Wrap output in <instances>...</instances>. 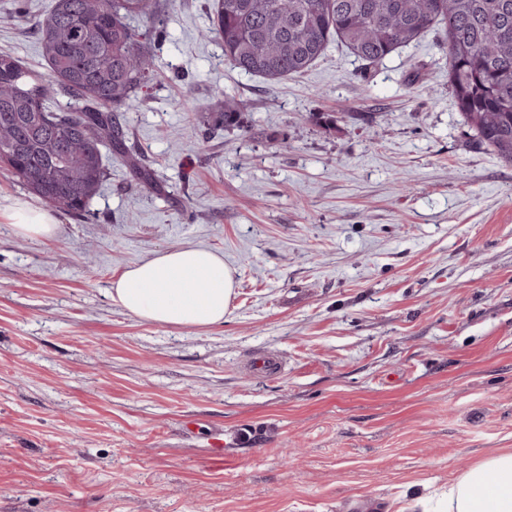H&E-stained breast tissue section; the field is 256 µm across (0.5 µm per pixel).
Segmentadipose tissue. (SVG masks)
<instances>
[{
	"mask_svg": "<svg viewBox=\"0 0 512 512\" xmlns=\"http://www.w3.org/2000/svg\"><path fill=\"white\" fill-rule=\"evenodd\" d=\"M29 237L55 232L51 216L18 202L6 211ZM234 288L233 275L216 254L203 249L164 252L126 270L114 298L130 314L155 323L207 327L222 323ZM398 512H512V450L491 455L464 472L446 497L429 501L412 494Z\"/></svg>",
	"mask_w": 512,
	"mask_h": 512,
	"instance_id": "adipose-tissue-1",
	"label": "adipose tissue"
}]
</instances>
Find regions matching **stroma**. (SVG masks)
I'll use <instances>...</instances> for the list:
<instances>
[{"label":"stroma","mask_w":512,"mask_h":512,"mask_svg":"<svg viewBox=\"0 0 512 512\" xmlns=\"http://www.w3.org/2000/svg\"><path fill=\"white\" fill-rule=\"evenodd\" d=\"M52 2L0 0V51L45 69ZM211 3L171 0L119 112L153 186L115 158L95 223L0 217V512H358L512 448V166L457 111L442 28L274 81L225 62ZM189 248L234 272L223 323L113 299ZM5 213L10 224H13L17 231L25 236L50 237L55 232V223L51 216L27 203L16 202Z\"/></svg>","instance_id":"stroma-1"}]
</instances>
